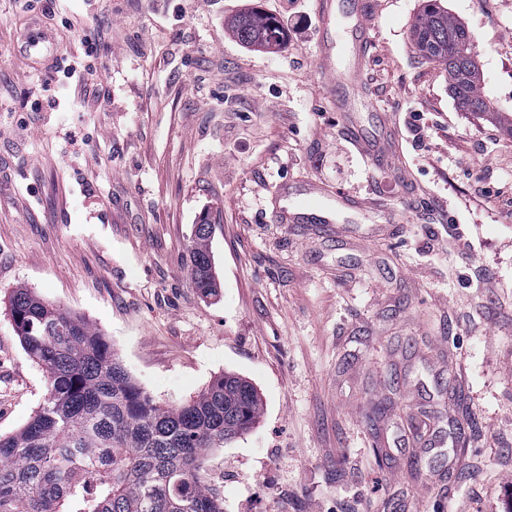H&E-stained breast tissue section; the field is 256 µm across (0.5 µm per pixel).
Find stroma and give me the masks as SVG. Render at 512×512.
<instances>
[{"mask_svg":"<svg viewBox=\"0 0 512 512\" xmlns=\"http://www.w3.org/2000/svg\"><path fill=\"white\" fill-rule=\"evenodd\" d=\"M443 3L478 42L491 113L413 51L422 0H376L358 117L397 131L396 174L342 132L310 0H34V26L101 36L90 58L57 45V69L96 74L85 107L32 68L17 0H0V434L46 394L8 310L30 288L101 330L161 403L224 372L256 387L259 420L210 457L224 512H512V0ZM250 9L289 23L278 49L225 31ZM310 182L397 221L367 239L355 211L333 232L275 223L272 191ZM205 214L212 297L188 271ZM466 411L458 452L430 446Z\"/></svg>","mask_w":512,"mask_h":512,"instance_id":"obj_1","label":"stroma"}]
</instances>
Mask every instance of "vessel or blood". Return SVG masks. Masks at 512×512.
I'll return each mask as SVG.
<instances>
[{"label":"vessel or blood","instance_id":"1","mask_svg":"<svg viewBox=\"0 0 512 512\" xmlns=\"http://www.w3.org/2000/svg\"><path fill=\"white\" fill-rule=\"evenodd\" d=\"M312 7L322 26L334 25L344 32L342 41L318 43L316 60L330 84L344 88L343 93L330 96L337 111H355L359 101L370 97L367 87L361 82L359 60L368 54L372 46L376 4L374 0H354V9L346 16L340 14L335 0H313ZM53 45V39L46 31H33L28 36L29 54L41 60H52ZM344 134L370 166L385 169L393 165L395 155L391 137L370 138L354 119L345 126ZM274 198L273 217L282 224H331L340 211L348 208L364 211L368 208L366 199L360 196L331 192L317 183L308 185L303 199H293L284 186L276 190Z\"/></svg>","mask_w":512,"mask_h":512}]
</instances>
